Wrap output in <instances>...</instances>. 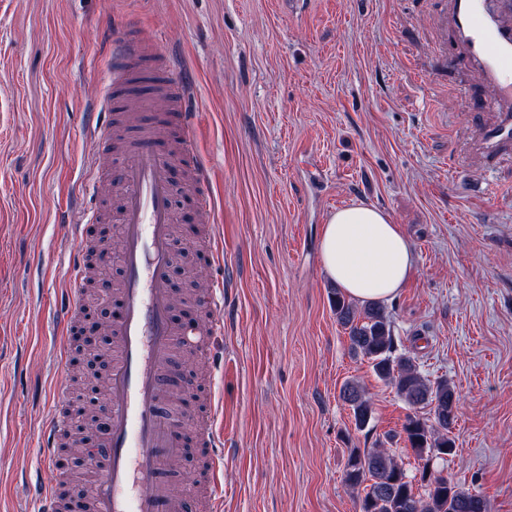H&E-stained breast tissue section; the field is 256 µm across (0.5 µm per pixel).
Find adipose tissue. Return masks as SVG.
Instances as JSON below:
<instances>
[{
    "label": "adipose tissue",
    "mask_w": 512,
    "mask_h": 512,
    "mask_svg": "<svg viewBox=\"0 0 512 512\" xmlns=\"http://www.w3.org/2000/svg\"><path fill=\"white\" fill-rule=\"evenodd\" d=\"M320 248L328 277L361 301L392 299L415 267L412 247L401 227L386 212L363 204L331 215Z\"/></svg>",
    "instance_id": "obj_1"
}]
</instances>
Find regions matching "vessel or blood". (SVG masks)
Here are the masks:
<instances>
[{"label":"vessel or blood","mask_w":512,"mask_h":512,"mask_svg":"<svg viewBox=\"0 0 512 512\" xmlns=\"http://www.w3.org/2000/svg\"><path fill=\"white\" fill-rule=\"evenodd\" d=\"M442 41L493 91L489 106L498 118L482 134L484 151L494 155L512 148V0H448ZM144 54L142 38L132 33L108 39L104 57L110 102L128 96V80ZM156 76L162 121L124 147L113 181L119 252H111L96 234L97 224L105 220L97 197H90L85 213L70 226L73 248L67 279L54 308L58 358L64 364L71 360L73 341L87 321L85 293L90 283L103 267L118 265L120 279L111 291L114 314L106 326L112 344L106 375L109 403L83 448L94 470L91 496L79 502L67 492L61 452L70 428L67 390L55 389L41 433L40 458L47 474L37 491L41 512L224 509V432L218 425L223 407L216 395H203L192 386L189 372L174 366L182 336L194 327L190 321H175L168 280L178 222L171 180L176 165L188 172L186 191L205 227L197 236V249L214 268L223 266L224 252L213 220L214 200L205 191L207 173L197 161L188 86L176 61L164 52ZM111 126V113H93L88 135L95 152L112 149ZM203 307L210 336L223 335V279L213 280ZM179 393L198 398L193 416L196 445L202 450V487L191 497L178 491L171 468L184 446L183 412L175 404Z\"/></svg>","instance_id":"1"}]
</instances>
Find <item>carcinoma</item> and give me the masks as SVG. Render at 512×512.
Returning a JSON list of instances; mask_svg holds the SVG:
<instances>
[{
	"instance_id": "obj_1",
	"label": "carcinoma",
	"mask_w": 512,
	"mask_h": 512,
	"mask_svg": "<svg viewBox=\"0 0 512 512\" xmlns=\"http://www.w3.org/2000/svg\"><path fill=\"white\" fill-rule=\"evenodd\" d=\"M331 302L338 322L348 330L351 349L366 358L375 375L391 385L412 410L402 431L417 457L429 460L453 454L455 440L449 436L457 413L453 387L446 380L431 381L412 357L397 353L392 320L380 304L358 307L338 289L331 293ZM341 396L352 409L356 428L367 426L372 406L361 387L349 383ZM425 407L429 408V418L418 415ZM345 482L364 487L359 512H489L483 499L453 480L433 474L426 465L419 475H408L388 448L363 453L352 450ZM418 482L424 486L422 493L414 491Z\"/></svg>"
}]
</instances>
